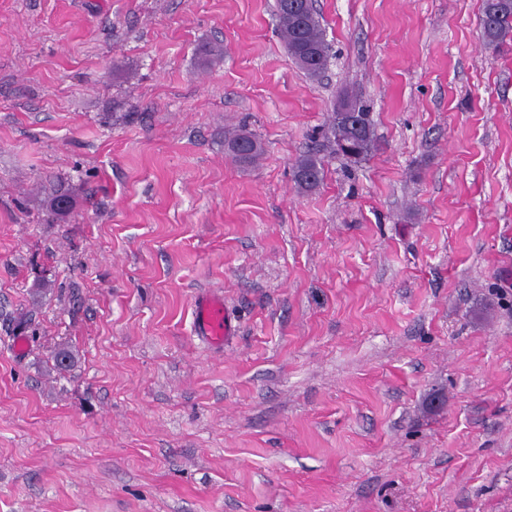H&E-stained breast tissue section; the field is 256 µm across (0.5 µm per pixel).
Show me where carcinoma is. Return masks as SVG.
<instances>
[{
  "label": "carcinoma",
  "mask_w": 512,
  "mask_h": 512,
  "mask_svg": "<svg viewBox=\"0 0 512 512\" xmlns=\"http://www.w3.org/2000/svg\"><path fill=\"white\" fill-rule=\"evenodd\" d=\"M302 10L294 14L289 10V0H275V16L279 35L290 58L310 78H320L329 62L330 46L326 40L321 16L315 0H301ZM481 36L488 45L499 44L512 33V0H483L480 19ZM357 107V113L341 112L344 102ZM325 138L334 151L353 163L366 159L374 147V131L370 112L354 94L343 92L334 103ZM246 143L243 154L235 152V146ZM225 146L234 162L249 166L263 153L262 142L252 133L242 131L229 139ZM324 163L311 153L300 155L293 164V180L298 190L309 192L322 181Z\"/></svg>",
  "instance_id": "cac0c4a2"
}]
</instances>
